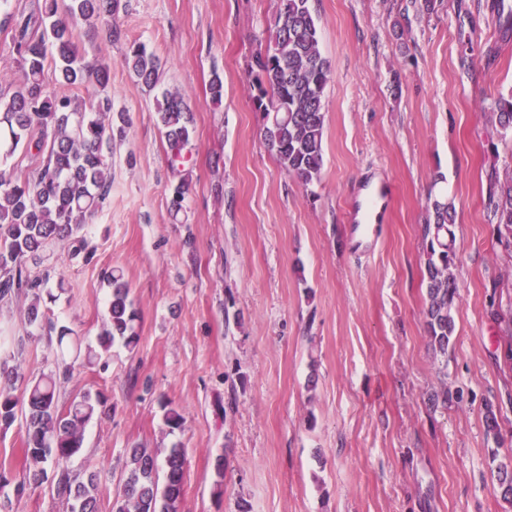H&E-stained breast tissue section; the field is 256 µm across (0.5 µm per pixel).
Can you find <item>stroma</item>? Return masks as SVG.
Instances as JSON below:
<instances>
[{
    "mask_svg": "<svg viewBox=\"0 0 512 512\" xmlns=\"http://www.w3.org/2000/svg\"><path fill=\"white\" fill-rule=\"evenodd\" d=\"M279 6L120 0L117 35L78 26L80 53L109 67L125 137L112 191L82 231L91 258L60 241L40 266L45 325L27 324V299L0 300L14 392L56 371L49 326L97 345L118 269L136 347L76 361L57 385L60 405L86 391L104 401L68 463L81 479L99 473V512H112L127 449L175 445L180 512H512L496 490L497 462L512 460V249L487 207L491 173L512 169V139L486 109L512 92V37L491 0H312L332 79L324 167L306 187L280 166L256 103L255 56L274 42ZM135 42L162 63L154 88L125 65ZM168 92L194 130L175 166L157 116ZM369 180L393 187L373 243L350 224ZM433 197L456 211L460 298L444 354L423 316ZM459 390L463 401L439 402ZM169 406L185 417L174 432ZM5 508L66 512L49 478Z\"/></svg>",
    "mask_w": 512,
    "mask_h": 512,
    "instance_id": "1",
    "label": "stroma"
}]
</instances>
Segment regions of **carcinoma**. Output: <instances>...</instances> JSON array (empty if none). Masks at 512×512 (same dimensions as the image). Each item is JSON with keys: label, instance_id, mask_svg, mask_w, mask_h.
<instances>
[{"label": "carcinoma", "instance_id": "carcinoma-1", "mask_svg": "<svg viewBox=\"0 0 512 512\" xmlns=\"http://www.w3.org/2000/svg\"><path fill=\"white\" fill-rule=\"evenodd\" d=\"M275 18L274 45L257 52L258 108L265 120V137L282 168L302 185L320 179L324 166V96L332 78L329 62L319 47V32L311 0H280ZM119 0H36L29 13L6 12L0 26L11 29L18 73L0 92V161L22 150L31 155L25 176L0 167V300L29 299L27 320L42 321L46 279L31 266L43 262V252L58 241H73L72 255L86 250L77 233L91 220L111 190L109 156L115 134L113 100L108 92V67L91 64L75 47L74 31L83 22L96 21L116 32ZM499 29L512 33V5L492 0ZM126 64L135 77L154 87L160 61L145 46L131 47ZM51 67L58 81L73 88L89 82L97 90L87 100L62 95L45 81ZM502 136L512 133V93L497 97L491 108ZM171 148V159H181L180 147L191 139L190 117L183 99L165 96L158 112ZM488 205L501 243L512 247V172L489 185ZM432 220L423 225L426 240L424 265L427 304L424 318L433 346L448 354L454 333L453 307L459 287L452 269L457 251L452 226L455 211L434 200ZM112 293L108 317L99 346L108 351L120 342L136 346L135 311L129 289L118 269L108 275ZM57 357L69 372L68 358L88 363L101 359L92 347H82L71 329L57 331ZM57 378L44 375L25 388L23 397L11 387L0 388V427H9L24 416L25 439L21 448L28 477L39 483L46 465L55 466V491L65 499L69 512H99L98 482L91 475L83 482L64 466L84 444L87 423L102 404L100 395L83 394L61 411L57 404ZM185 452L171 448L158 464L157 455L145 448L126 454L121 487L112 501V512H180L184 494ZM164 482H159V468ZM501 497L512 502V462L496 466Z\"/></svg>", "mask_w": 512, "mask_h": 512}]
</instances>
